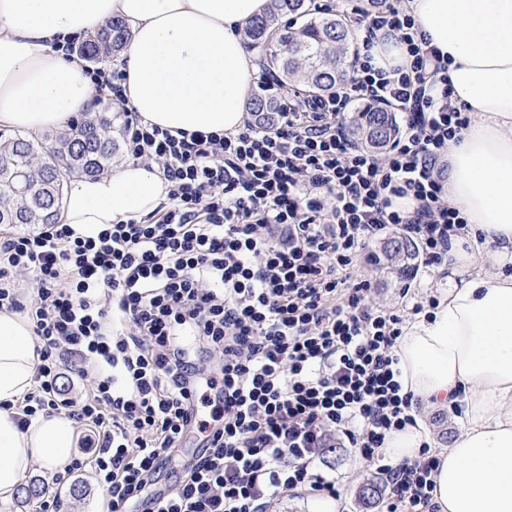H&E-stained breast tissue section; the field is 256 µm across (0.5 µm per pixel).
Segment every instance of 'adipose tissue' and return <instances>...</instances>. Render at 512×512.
Wrapping results in <instances>:
<instances>
[{
  "label": "adipose tissue",
  "instance_id": "ef3b65f1",
  "mask_svg": "<svg viewBox=\"0 0 512 512\" xmlns=\"http://www.w3.org/2000/svg\"><path fill=\"white\" fill-rule=\"evenodd\" d=\"M268 0H0V127L40 133L90 111L82 64L57 50L69 36L118 17L131 28L122 55L126 97L142 120L170 131L236 132L256 64L243 29ZM448 64L452 102L473 120L448 143V200L466 217L448 251V293L430 318L407 321L395 344L398 381L412 404L455 408L462 431L433 474L437 512H512V274L476 267L494 246L512 263V0H405ZM168 183L150 161L73 181L61 223L94 237L103 225L152 213ZM38 361L29 320L0 310V504L33 466L64 471L76 427L40 415L20 428L12 404ZM424 422L389 433L391 462L431 443Z\"/></svg>",
  "mask_w": 512,
  "mask_h": 512
}]
</instances>
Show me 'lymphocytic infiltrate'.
Masks as SVG:
<instances>
[{"label": "lymphocytic infiltrate", "mask_w": 512, "mask_h": 512, "mask_svg": "<svg viewBox=\"0 0 512 512\" xmlns=\"http://www.w3.org/2000/svg\"><path fill=\"white\" fill-rule=\"evenodd\" d=\"M343 12L363 21L350 80L311 96L262 74L275 125L175 136L125 109L129 154L155 161L170 184L152 214L88 238L67 224L0 235V309L28 318L39 355L19 422L63 414L94 435L92 453L52 481L91 470L106 512H266L298 486L336 498L335 476L315 465L336 440L384 476V512H436L435 452L397 465L380 452L413 421L396 379L403 318L369 307L370 284L354 273L391 232L425 266L444 261L466 224L445 199L444 157L472 117L451 103L448 66L403 0L366 16L344 0ZM383 33L409 64L374 65ZM354 102L400 112L384 154L357 140ZM408 196L413 208L396 206ZM66 374L87 383L82 401L65 396ZM191 433L199 454L156 490Z\"/></svg>", "instance_id": "1"}]
</instances>
